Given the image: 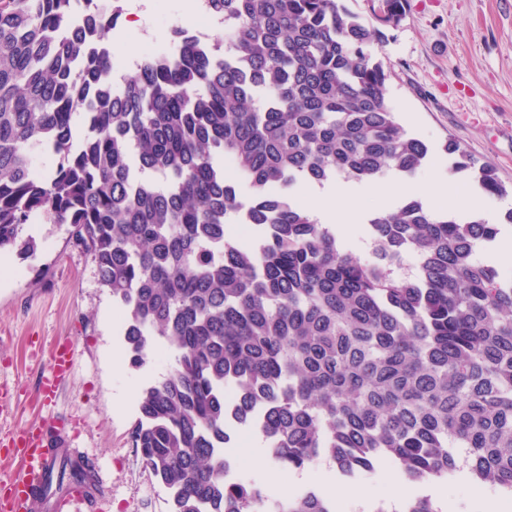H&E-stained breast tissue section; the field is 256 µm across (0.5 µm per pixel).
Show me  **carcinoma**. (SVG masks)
<instances>
[{
  "mask_svg": "<svg viewBox=\"0 0 512 512\" xmlns=\"http://www.w3.org/2000/svg\"><path fill=\"white\" fill-rule=\"evenodd\" d=\"M76 2L0 0V254L34 256L24 226L38 218L70 225L124 311L131 365L157 342L171 352L133 430L170 512H258L268 491L224 479L239 426L289 469L324 459L353 478L389 460L415 481L464 469L512 492V278L476 258L498 226L411 198L372 214L363 261L289 194L426 164L374 57L382 32L345 0H205L226 38L176 27L175 54L141 60L114 95L108 35L123 0H101L70 33ZM404 2L379 0L375 16L396 26ZM35 148L55 158L46 174L30 172ZM445 149L455 170L475 167L458 143ZM479 182L503 193L487 164ZM244 192L253 246L225 233ZM407 253L416 264L399 273ZM94 478L64 455L47 484ZM277 500L335 512L312 489ZM403 512L444 510L422 495Z\"/></svg>",
  "mask_w": 512,
  "mask_h": 512,
  "instance_id": "1",
  "label": "carcinoma"
}]
</instances>
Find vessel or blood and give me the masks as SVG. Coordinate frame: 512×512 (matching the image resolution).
<instances>
[{"label": "vessel or blood", "instance_id": "vessel-or-blood-1", "mask_svg": "<svg viewBox=\"0 0 512 512\" xmlns=\"http://www.w3.org/2000/svg\"><path fill=\"white\" fill-rule=\"evenodd\" d=\"M73 356L70 350H59L53 356L49 376L43 378L41 392L55 389L72 371ZM22 446L19 455L22 465L18 471L7 476V497L0 499V512H36L39 502L37 492L42 489L54 454L52 442L45 428L28 426L20 430ZM90 498L89 488L75 483L53 494L47 502L51 512H78Z\"/></svg>", "mask_w": 512, "mask_h": 512}]
</instances>
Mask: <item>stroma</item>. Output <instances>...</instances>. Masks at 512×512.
Segmentation results:
<instances>
[{"label": "stroma", "mask_w": 512, "mask_h": 512, "mask_svg": "<svg viewBox=\"0 0 512 512\" xmlns=\"http://www.w3.org/2000/svg\"><path fill=\"white\" fill-rule=\"evenodd\" d=\"M141 2L124 0L126 12L109 35L112 56L128 77L145 40L171 36L170 28L146 31L131 22L128 10ZM384 33L375 51L390 74L397 119L432 147L431 164L411 185L423 189L444 178L479 191L471 171L452 169L444 145L456 140L478 164L495 169L505 191L482 193V212L501 233H511L505 215L512 211V0H407L401 23ZM351 192L361 207L336 231L364 259L367 209L375 198L365 185ZM25 231L39 243L36 256L12 254L0 263V392L14 405L0 415V472L20 463L9 432L56 422L66 427L67 447L95 467L102 498L82 512H169L162 485L132 439L140 393L169 370L168 350L156 345L142 368L132 367L120 310L100 285L92 255L73 246L68 225L39 220ZM63 346L73 352L72 373L54 394L40 395L47 358ZM254 434V428H237L224 456L239 476L265 485L273 463L264 449L241 454Z\"/></svg>", "instance_id": "1"}]
</instances>
